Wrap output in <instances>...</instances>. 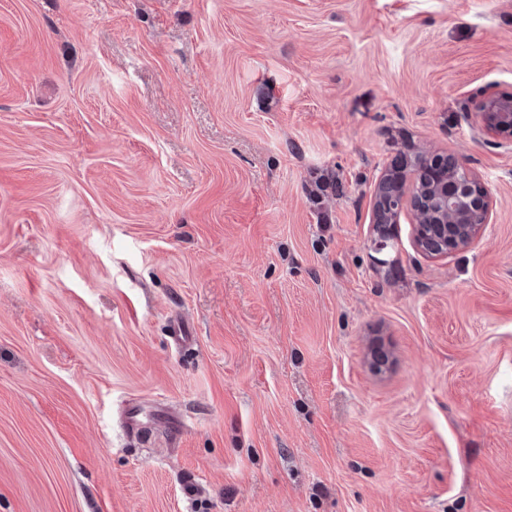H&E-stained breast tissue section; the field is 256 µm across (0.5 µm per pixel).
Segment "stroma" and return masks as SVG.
Listing matches in <instances>:
<instances>
[{"mask_svg":"<svg viewBox=\"0 0 512 512\" xmlns=\"http://www.w3.org/2000/svg\"><path fill=\"white\" fill-rule=\"evenodd\" d=\"M488 85L512 0H0V512H512ZM420 153L493 201L447 257L373 222Z\"/></svg>","mask_w":512,"mask_h":512,"instance_id":"35a3bbf8","label":"stroma"}]
</instances>
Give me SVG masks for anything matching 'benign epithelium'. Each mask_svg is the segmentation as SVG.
<instances>
[{
  "mask_svg": "<svg viewBox=\"0 0 512 512\" xmlns=\"http://www.w3.org/2000/svg\"><path fill=\"white\" fill-rule=\"evenodd\" d=\"M474 134L493 132L499 146L512 149V95L489 88L474 95ZM410 193L404 192L405 171L387 169L375 194L374 223H397L401 209L409 210L414 223L416 248L432 256H448L470 246L492 223L488 190L452 156L423 155Z\"/></svg>",
  "mask_w": 512,
  "mask_h": 512,
  "instance_id": "7a95c632",
  "label": "benign epithelium"
}]
</instances>
